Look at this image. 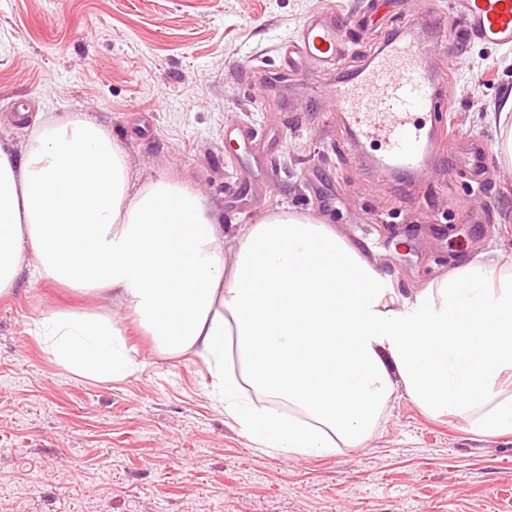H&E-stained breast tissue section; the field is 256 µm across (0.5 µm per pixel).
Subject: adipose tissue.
<instances>
[{
	"instance_id": "obj_1",
	"label": "adipose tissue",
	"mask_w": 512,
	"mask_h": 512,
	"mask_svg": "<svg viewBox=\"0 0 512 512\" xmlns=\"http://www.w3.org/2000/svg\"><path fill=\"white\" fill-rule=\"evenodd\" d=\"M130 304L172 352L203 358L212 392L267 452L364 445L396 391L466 432L512 435V258L481 253L386 309L374 266L304 212L225 235L187 183L135 182L111 132L83 113L0 141V298L21 273ZM33 333L67 370L109 380L138 363L110 317L50 311ZM236 354L240 371L226 367ZM288 413L245 402L246 388Z\"/></svg>"
}]
</instances>
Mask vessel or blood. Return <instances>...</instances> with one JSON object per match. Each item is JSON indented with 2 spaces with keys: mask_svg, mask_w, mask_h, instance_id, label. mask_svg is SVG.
<instances>
[{
  "mask_svg": "<svg viewBox=\"0 0 512 512\" xmlns=\"http://www.w3.org/2000/svg\"><path fill=\"white\" fill-rule=\"evenodd\" d=\"M463 35L486 43L512 45V0H460ZM341 24L335 13L308 19L291 46L296 63L325 71L339 67ZM329 103L340 112L355 140L374 144L371 160L378 177L396 172L421 176L430 159L447 153L452 170L479 174L488 150L480 143L459 149L440 121L446 107L443 81L425 61L412 30L390 39L365 66L333 81Z\"/></svg>",
  "mask_w": 512,
  "mask_h": 512,
  "instance_id": "vessel-or-blood-1",
  "label": "vessel or blood"
}]
</instances>
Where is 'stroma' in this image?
<instances>
[{"instance_id": "1", "label": "stroma", "mask_w": 512, "mask_h": 512, "mask_svg": "<svg viewBox=\"0 0 512 512\" xmlns=\"http://www.w3.org/2000/svg\"><path fill=\"white\" fill-rule=\"evenodd\" d=\"M0 0V138L38 113L103 123L136 177L192 185L225 234L274 210L362 237L392 310L475 255L512 256V169L492 110L512 93V47L464 36L455 0ZM344 32L340 75L413 28L446 80L443 121L490 148L475 182L434 159L416 189L379 179L325 100L330 74L289 70L283 44L321 11ZM53 310L114 317L138 370L76 375L30 334ZM194 353L155 348L132 308L20 275L0 298V512H512V436L479 438L404 393L363 447L292 457L258 449L211 393Z\"/></svg>"}]
</instances>
